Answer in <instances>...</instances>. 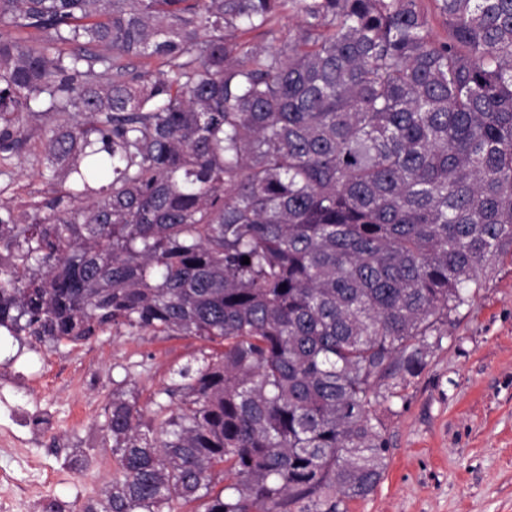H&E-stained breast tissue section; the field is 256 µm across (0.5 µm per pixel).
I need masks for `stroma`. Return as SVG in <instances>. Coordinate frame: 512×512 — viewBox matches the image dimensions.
<instances>
[{"instance_id":"obj_1","label":"stroma","mask_w":512,"mask_h":512,"mask_svg":"<svg viewBox=\"0 0 512 512\" xmlns=\"http://www.w3.org/2000/svg\"><path fill=\"white\" fill-rule=\"evenodd\" d=\"M25 150L0 152V201L46 191ZM218 343L113 326L90 340L50 343L0 330V472L63 512H84L116 474L106 424L113 395L145 416L175 408L178 367ZM389 442L374 494L349 512H512V264L462 308L405 399L374 406ZM51 484H44V474Z\"/></svg>"}]
</instances>
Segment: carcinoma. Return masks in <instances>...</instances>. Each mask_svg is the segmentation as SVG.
Listing matches in <instances>:
<instances>
[{"label":"carcinoma","mask_w":512,"mask_h":512,"mask_svg":"<svg viewBox=\"0 0 512 512\" xmlns=\"http://www.w3.org/2000/svg\"><path fill=\"white\" fill-rule=\"evenodd\" d=\"M436 2L442 40L418 0H0V150L38 124L72 183L0 202V327L224 344L158 423L112 397L118 476L84 512L374 493L370 407L512 263V0Z\"/></svg>","instance_id":"cac0c4a2"}]
</instances>
